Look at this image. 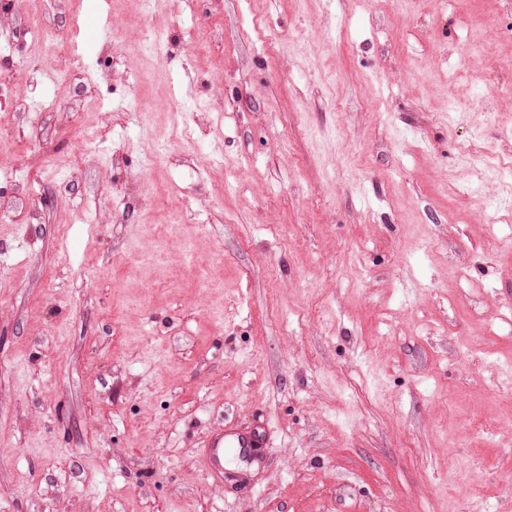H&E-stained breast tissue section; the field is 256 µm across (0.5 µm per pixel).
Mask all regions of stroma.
I'll return each mask as SVG.
<instances>
[{
	"instance_id": "1",
	"label": "stroma",
	"mask_w": 512,
	"mask_h": 512,
	"mask_svg": "<svg viewBox=\"0 0 512 512\" xmlns=\"http://www.w3.org/2000/svg\"><path fill=\"white\" fill-rule=\"evenodd\" d=\"M0 87V512H512V0H18ZM267 432L264 427L238 429L224 425L208 440L206 448H202L204 461L209 471L219 478H224V459L227 448H236L239 457L247 461L254 458V448H262L266 442Z\"/></svg>"
}]
</instances>
